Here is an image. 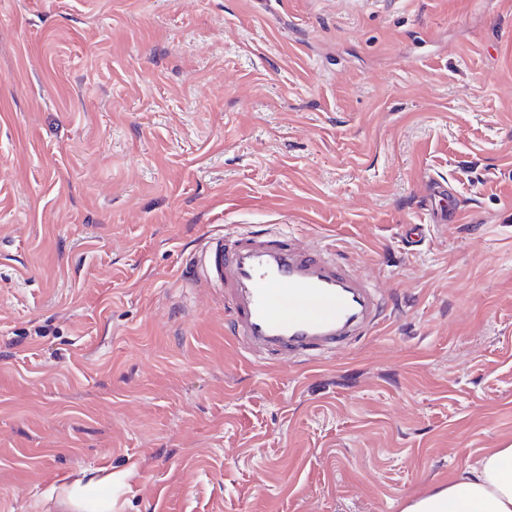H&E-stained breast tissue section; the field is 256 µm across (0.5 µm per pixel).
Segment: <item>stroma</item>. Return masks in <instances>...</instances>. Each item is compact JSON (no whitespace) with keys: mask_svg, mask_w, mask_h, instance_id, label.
I'll list each match as a JSON object with an SVG mask.
<instances>
[{"mask_svg":"<svg viewBox=\"0 0 512 512\" xmlns=\"http://www.w3.org/2000/svg\"><path fill=\"white\" fill-rule=\"evenodd\" d=\"M270 225L387 321L255 363L183 271ZM511 445L512 0H0V512H403ZM83 479H75L71 482H59L53 485L48 494L50 497L56 495L61 497L62 503L68 506L71 511L76 512H112V496L104 498H90L87 491L96 488L100 480L93 475Z\"/></svg>","mask_w":512,"mask_h":512,"instance_id":"35a3bbf8","label":"stroma"}]
</instances>
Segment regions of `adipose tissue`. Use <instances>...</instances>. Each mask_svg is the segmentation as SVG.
<instances>
[{
  "instance_id": "adipose-tissue-1",
  "label": "adipose tissue",
  "mask_w": 512,
  "mask_h": 512,
  "mask_svg": "<svg viewBox=\"0 0 512 512\" xmlns=\"http://www.w3.org/2000/svg\"><path fill=\"white\" fill-rule=\"evenodd\" d=\"M94 476L59 482L54 490L70 512H112L111 497H89ZM404 512H512V446L486 451L448 487L410 502Z\"/></svg>"
}]
</instances>
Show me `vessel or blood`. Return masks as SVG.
Returning a JSON list of instances; mask_svg holds the SVG:
<instances>
[{
    "mask_svg": "<svg viewBox=\"0 0 512 512\" xmlns=\"http://www.w3.org/2000/svg\"><path fill=\"white\" fill-rule=\"evenodd\" d=\"M192 274L220 291L234 341L263 360L335 354L383 318L385 295L366 276L276 227L206 239Z\"/></svg>",
    "mask_w": 512,
    "mask_h": 512,
    "instance_id": "b4317fda",
    "label": "vessel or blood"
}]
</instances>
